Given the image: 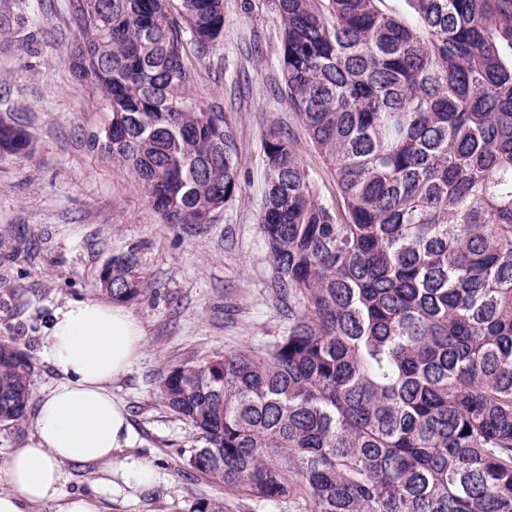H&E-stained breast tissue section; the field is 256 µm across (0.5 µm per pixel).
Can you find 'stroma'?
Returning <instances> with one entry per match:
<instances>
[{"label": "stroma", "instance_id": "obj_1", "mask_svg": "<svg viewBox=\"0 0 512 512\" xmlns=\"http://www.w3.org/2000/svg\"><path fill=\"white\" fill-rule=\"evenodd\" d=\"M283 22L273 0H224V35L192 63L194 88L220 102L239 143L241 192L212 223L188 233L167 224L137 178L100 153L110 114L67 60L77 31L68 0H0V116L31 138L28 154L0 153V339L31 359L33 401L59 376L45 353L57 310L98 298L113 255L135 250L150 287L126 308L145 331L141 357L112 384L135 441L128 463H150V484L110 485L98 466L66 465L62 495L96 496L104 512H188L224 489L184 459L194 428L159 397L167 367L241 348H261L288 328L285 303L259 229L263 142L289 134L321 199L336 200L323 156L293 112L280 77Z\"/></svg>", "mask_w": 512, "mask_h": 512}]
</instances>
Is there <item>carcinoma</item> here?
I'll list each match as a JSON object with an SVG mask.
<instances>
[{"label":"carcinoma","mask_w":512,"mask_h":512,"mask_svg":"<svg viewBox=\"0 0 512 512\" xmlns=\"http://www.w3.org/2000/svg\"><path fill=\"white\" fill-rule=\"evenodd\" d=\"M276 0L288 103L336 176L324 203L291 139L264 141L260 230L288 330L264 350L178 364L160 397L197 432L186 464L248 508L512 512V0ZM69 0L94 141L169 224L241 191L222 107L193 89L224 0ZM0 119V152L27 153ZM97 290L149 288L120 253ZM33 364L0 340V424L25 420ZM189 512H228L222 499ZM249 512H307L311 510L308 502L300 499L277 502L250 503ZM247 510V511H248Z\"/></svg>","instance_id":"cac0c4a2"}]
</instances>
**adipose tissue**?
I'll return each mask as SVG.
<instances>
[{
	"instance_id": "ef3b65f1",
	"label": "adipose tissue",
	"mask_w": 512,
	"mask_h": 512,
	"mask_svg": "<svg viewBox=\"0 0 512 512\" xmlns=\"http://www.w3.org/2000/svg\"><path fill=\"white\" fill-rule=\"evenodd\" d=\"M141 324L122 306L94 299L70 302L55 315L46 354L61 382L38 406L34 431L0 465V512H29L56 503V512H101L92 496H61L68 463H93L102 473L123 470L117 453L129 447L125 406L110 390L139 358Z\"/></svg>"
}]
</instances>
